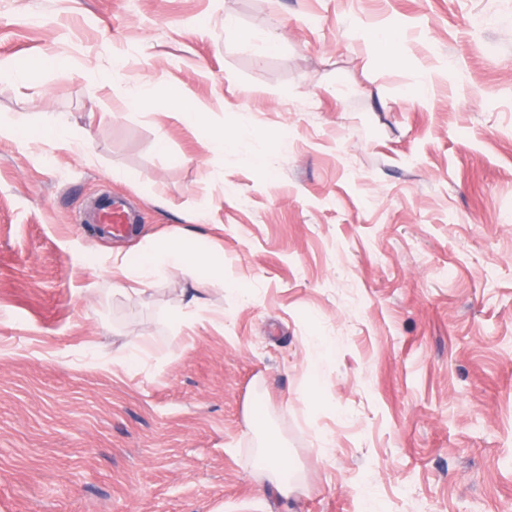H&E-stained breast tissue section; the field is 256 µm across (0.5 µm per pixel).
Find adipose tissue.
I'll list each match as a JSON object with an SVG mask.
<instances>
[{"label":"adipose tissue","instance_id":"adipose-tissue-1","mask_svg":"<svg viewBox=\"0 0 512 512\" xmlns=\"http://www.w3.org/2000/svg\"><path fill=\"white\" fill-rule=\"evenodd\" d=\"M0 137L55 145L65 143L69 132L56 120L41 125L1 123ZM173 271L189 277L202 275L220 282L224 279V256L213 250H205L193 238L183 236L153 244L134 259L119 253L112 257L113 275L134 280L142 287L151 286L154 279Z\"/></svg>","mask_w":512,"mask_h":512}]
</instances>
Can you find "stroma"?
Wrapping results in <instances>:
<instances>
[{
    "label": "stroma",
    "mask_w": 512,
    "mask_h": 512,
    "mask_svg": "<svg viewBox=\"0 0 512 512\" xmlns=\"http://www.w3.org/2000/svg\"><path fill=\"white\" fill-rule=\"evenodd\" d=\"M51 56L0 91L70 136L0 139V512H512V0H0ZM102 194L136 234L77 232ZM186 229L223 283L121 291ZM268 448H263V456L269 461L268 465L261 468L264 472L269 475V478L274 483L275 489L283 494L288 495L292 486V481L289 479L286 481L285 473L287 470L285 459L279 454V448H273V444L270 443Z\"/></svg>",
    "instance_id": "obj_1"
}]
</instances>
